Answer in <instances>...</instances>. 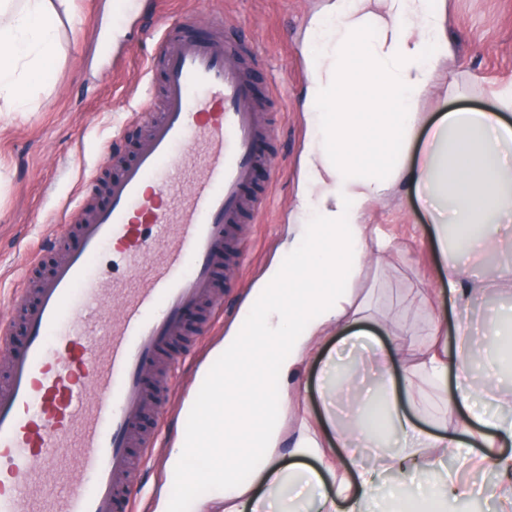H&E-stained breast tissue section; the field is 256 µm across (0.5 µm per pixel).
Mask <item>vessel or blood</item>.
<instances>
[{"label":"vessel or blood","instance_id":"vessel-or-blood-1","mask_svg":"<svg viewBox=\"0 0 512 512\" xmlns=\"http://www.w3.org/2000/svg\"><path fill=\"white\" fill-rule=\"evenodd\" d=\"M162 110L135 112L146 137L110 187V202L77 226V244L41 282L25 336L0 327L10 354L0 385V512H134L122 477L138 436L143 372L183 333V314L213 291L224 244L262 197H248L262 117L224 38L199 40L184 13L160 26ZM181 195L171 196L173 183ZM136 271L116 287L97 264L104 247ZM121 297L124 315L106 306ZM95 404H87L88 392ZM63 464L73 480L58 500L25 493L34 457Z\"/></svg>","mask_w":512,"mask_h":512}]
</instances>
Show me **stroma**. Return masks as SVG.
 Segmentation results:
<instances>
[{"mask_svg": "<svg viewBox=\"0 0 512 512\" xmlns=\"http://www.w3.org/2000/svg\"><path fill=\"white\" fill-rule=\"evenodd\" d=\"M114 2L76 0L77 14L60 36L59 61L35 90L32 110L0 114V322L14 329L23 325L27 306L13 303L10 295L45 277L51 254L33 268L30 254L62 210L105 200V185L119 171L113 136L121 137L124 153H135L143 128L131 121V111L143 96L160 93L161 73L150 68L160 22L192 11L194 36L207 39L216 16H223L225 37L249 52V80L265 115L257 143L261 162L248 191L266 194L267 202L237 224L225 247L209 301L214 319L197 356L187 357L181 340L168 347L180 366L168 396L171 411L161 417L148 410L141 417V431L158 435L159 442L144 468L129 478L128 492L141 512H166L168 499L179 494L178 485L167 480L175 469L171 451L178 434L192 426L185 409L200 387L198 371L212 363L265 271L288 260L281 243L301 207V159L311 135L305 119L308 80L299 66L327 50L309 31L327 0H141L122 11ZM446 29L457 76L434 79L418 106L427 123L459 108L495 109L498 95L512 89V0H446ZM90 172L95 179L87 186L83 180ZM366 221L392 243L389 255L367 260L357 285L366 325L384 340L421 337L442 283L412 186L400 183L390 196L370 202ZM321 368L319 360H307L300 386L286 394L269 380L267 411L283 433L292 432L299 406L321 411ZM458 480L477 492L457 501L456 512H501L495 492L512 483L511 476L485 463L460 472Z\"/></svg>", "mask_w": 512, "mask_h": 512, "instance_id": "stroma-1", "label": "stroma"}]
</instances>
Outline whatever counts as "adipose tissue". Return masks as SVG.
<instances>
[{
	"instance_id": "obj_1",
	"label": "adipose tissue",
	"mask_w": 512,
	"mask_h": 512,
	"mask_svg": "<svg viewBox=\"0 0 512 512\" xmlns=\"http://www.w3.org/2000/svg\"><path fill=\"white\" fill-rule=\"evenodd\" d=\"M74 0H0V102L26 111L29 87L53 66L63 17ZM374 15L369 0H329L323 18L334 19L333 43L310 73L308 100L331 106L329 123L309 115L312 142L302 157L306 173L302 213L288 228V246H304V257L272 265L242 303L247 322L233 326L221 346L224 366L207 369L211 397L205 413L212 434L196 441L182 437L178 459L205 453L206 477L223 487L224 512H367L379 482L377 471L352 455L350 466L334 463L322 445L354 442L375 449L398 480L392 512H448L449 496L469 495L455 473L423 480L410 470L412 448L457 451L466 466L465 440L487 448L512 443V414L475 411L471 365L479 340L466 315L480 286L476 269L503 242L502 224L512 219V98L497 110L443 113L421 150H414L419 114L433 74L449 65L453 52L444 28V6L435 0H386ZM375 17L381 34L358 37L366 17ZM436 50L425 56L426 38ZM411 183L427 206L431 247L448 292L423 349L411 337L366 345L364 319L354 285L370 254L389 253L391 242L365 220L366 206ZM460 317L448 330V313ZM345 336L348 355L325 350L326 374L319 393V417L299 412L290 439L292 462L281 464L286 439L281 424L266 411L269 378L295 382L302 365L319 351L320 340ZM419 353L418 370L404 369L394 381L390 366ZM453 387H446L448 370ZM437 391L443 409L458 416L455 434L420 428L412 414L421 408L425 385ZM406 401H399L398 390ZM349 402L350 427H342L334 408ZM316 465L306 463V456ZM249 471L261 481V496L241 483Z\"/></svg>"
}]
</instances>
